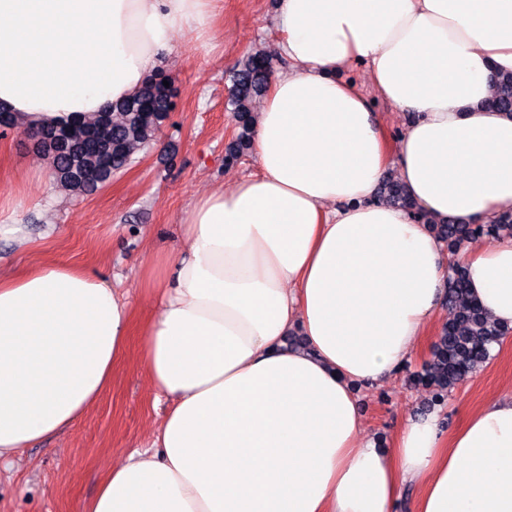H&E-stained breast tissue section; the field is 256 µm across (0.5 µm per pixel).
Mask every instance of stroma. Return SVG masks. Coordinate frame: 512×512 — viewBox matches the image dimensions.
Returning <instances> with one entry per match:
<instances>
[{"mask_svg":"<svg viewBox=\"0 0 512 512\" xmlns=\"http://www.w3.org/2000/svg\"><path fill=\"white\" fill-rule=\"evenodd\" d=\"M275 0H221L203 36L178 32L163 65L174 78L176 109L156 140L106 187L76 194L56 186L48 160L33 152L17 129L0 128V224L19 230L0 238V271L41 261L80 266L107 276L128 300L137 322L154 311L141 275L144 261L179 250L180 224L196 198L230 189L256 172L252 153L225 165L224 148L235 133L228 103L229 72L244 56L275 54ZM346 79L360 86L390 136H398L407 115L381 100L356 67ZM448 319L440 312L429 339L381 387H364L366 435L392 440L409 417L430 402L414 385L431 357L432 337ZM512 396V335L456 389L443 408L447 429L460 427L468 413L497 398ZM168 406L138 364V349L113 369L112 382L96 406L64 433L31 442L10 464H0V512H86L112 461L151 443V429Z\"/></svg>","mask_w":512,"mask_h":512,"instance_id":"obj_1","label":"stroma"}]
</instances>
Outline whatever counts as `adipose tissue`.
Returning a JSON list of instances; mask_svg holds the SVG:
<instances>
[{
	"mask_svg": "<svg viewBox=\"0 0 512 512\" xmlns=\"http://www.w3.org/2000/svg\"><path fill=\"white\" fill-rule=\"evenodd\" d=\"M216 0H0V106L32 132L133 95ZM253 127L256 173L196 199L182 250L144 264L156 312L139 363L170 408L86 512H512V397L453 434L432 410L390 444L379 387L440 310L448 251L428 227L512 211V0H277ZM409 119L397 141L357 84ZM395 173L415 210L379 201ZM471 296L512 327V235L464 246ZM109 278L52 261L0 274V461L97 403L133 334ZM495 87L494 96L488 101V106L499 112L512 115V72L497 73L492 76Z\"/></svg>",
	"mask_w": 512,
	"mask_h": 512,
	"instance_id": "adipose-tissue-1",
	"label": "adipose tissue"
}]
</instances>
